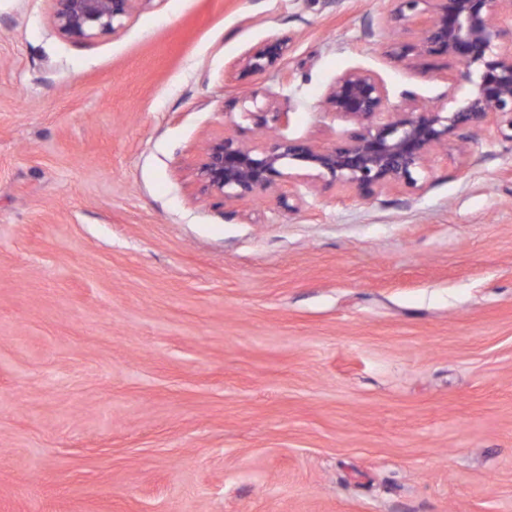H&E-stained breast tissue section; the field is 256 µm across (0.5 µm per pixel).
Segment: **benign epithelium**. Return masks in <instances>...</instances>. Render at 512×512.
<instances>
[{"instance_id":"1","label":"benign epithelium","mask_w":512,"mask_h":512,"mask_svg":"<svg viewBox=\"0 0 512 512\" xmlns=\"http://www.w3.org/2000/svg\"><path fill=\"white\" fill-rule=\"evenodd\" d=\"M54 24L63 36L85 41L115 29L138 0H53ZM386 18L412 35L391 44L398 62L428 70V61L444 59L461 67L448 78L449 108L427 105L414 91L393 104L383 79L373 70L353 67L328 87L325 111L350 122L331 146L288 137L290 111L272 93L268 104L248 113L257 127L277 136L258 145L233 136L211 140L194 169L199 191L223 203L255 197L275 188L291 160L328 185L342 184L371 198L397 185L416 184L414 173L453 141L463 147L491 115L502 118L503 139L512 142V31L503 24L512 0H392ZM288 54V37L269 36L239 62L248 79L275 67Z\"/></svg>"}]
</instances>
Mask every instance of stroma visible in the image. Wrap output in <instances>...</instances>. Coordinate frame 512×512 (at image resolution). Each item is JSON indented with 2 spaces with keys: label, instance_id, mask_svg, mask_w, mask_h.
<instances>
[{
  "label": "stroma",
  "instance_id": "1",
  "mask_svg": "<svg viewBox=\"0 0 512 512\" xmlns=\"http://www.w3.org/2000/svg\"><path fill=\"white\" fill-rule=\"evenodd\" d=\"M390 8L138 0L75 42L52 0H0V512H512L499 118L371 199L192 183L205 141L259 142L246 95L324 146L347 69L446 104L384 56ZM275 33L285 59L239 79Z\"/></svg>",
  "mask_w": 512,
  "mask_h": 512
}]
</instances>
